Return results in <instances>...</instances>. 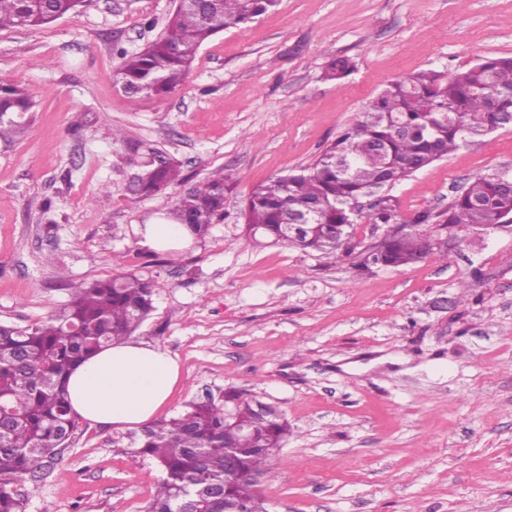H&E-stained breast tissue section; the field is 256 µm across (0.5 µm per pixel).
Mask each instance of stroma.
Instances as JSON below:
<instances>
[{
    "label": "stroma",
    "mask_w": 512,
    "mask_h": 512,
    "mask_svg": "<svg viewBox=\"0 0 512 512\" xmlns=\"http://www.w3.org/2000/svg\"><path fill=\"white\" fill-rule=\"evenodd\" d=\"M177 0H83L54 23L0 29V83L36 106L0 142V323L47 320L95 279L156 281L134 334L180 364L157 413L237 389L291 430L255 478L268 512H512V223L412 224L479 173L512 174V128L395 186L407 232L434 257L361 265L386 225L361 221L325 262L254 244L242 209L268 178L313 164L392 80L512 56V0H279L219 32L162 97L113 82L118 50L156 41ZM351 59L344 84L325 79ZM141 153L171 154L179 184L130 194ZM224 218L186 249L149 254L137 229L212 176ZM132 430L79 423L28 512H145L161 472Z\"/></svg>",
    "instance_id": "obj_1"
}]
</instances>
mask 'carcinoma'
I'll return each mask as SVG.
<instances>
[{
  "instance_id": "1",
  "label": "carcinoma",
  "mask_w": 512,
  "mask_h": 512,
  "mask_svg": "<svg viewBox=\"0 0 512 512\" xmlns=\"http://www.w3.org/2000/svg\"><path fill=\"white\" fill-rule=\"evenodd\" d=\"M83 0H0V28L41 27L74 11ZM278 0H196L178 7L165 35L147 48L124 52L114 70L131 94L161 96L183 82L200 47L212 36L242 27ZM347 58L333 60L325 77L352 75ZM34 102L22 88L0 84V139L26 132ZM512 116V57H490L456 72L422 70L390 82L342 129L309 167L254 186L244 209L246 233L288 248L312 249L332 259L349 228L397 224L393 199L382 196L359 216L355 205L375 188L394 186L464 145L506 128ZM181 164L165 156L131 191L150 194L180 181ZM229 178L209 179L177 199L170 218L202 237L224 217ZM512 214V190L489 173L474 176L448 204L424 210L413 224L492 226ZM299 225L298 232L286 229ZM389 248L364 266L397 267L434 255L429 239L390 232ZM155 282L134 274L97 279L78 288L60 314L27 328L0 323V512H25L20 489L54 461L77 428L67 396L74 366L130 335L154 309ZM288 422L238 390L221 403H193L181 414L142 430L141 453L163 471L147 512H181L184 493L198 512H267L252 477L288 436Z\"/></svg>"
}]
</instances>
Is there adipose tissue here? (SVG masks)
<instances>
[{"mask_svg":"<svg viewBox=\"0 0 512 512\" xmlns=\"http://www.w3.org/2000/svg\"><path fill=\"white\" fill-rule=\"evenodd\" d=\"M139 244L182 250L189 232L179 224L143 225ZM180 378L178 361L160 347L133 339L113 343L72 370L68 400L73 414L92 425L133 429L148 425L170 399Z\"/></svg>","mask_w":512,"mask_h":512,"instance_id":"1","label":"adipose tissue"}]
</instances>
